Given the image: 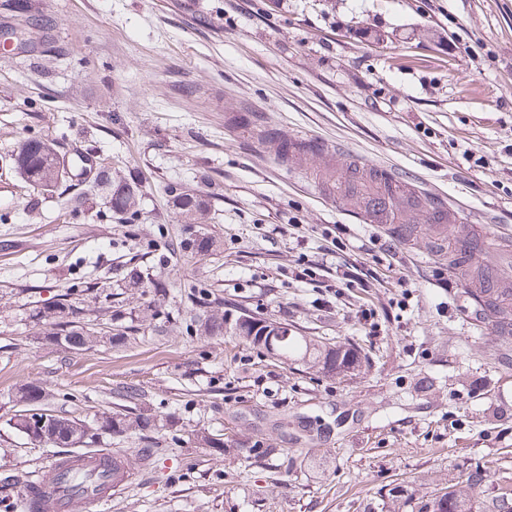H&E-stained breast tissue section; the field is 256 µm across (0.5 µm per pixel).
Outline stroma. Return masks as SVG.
Returning <instances> with one entry per match:
<instances>
[{"mask_svg": "<svg viewBox=\"0 0 512 512\" xmlns=\"http://www.w3.org/2000/svg\"><path fill=\"white\" fill-rule=\"evenodd\" d=\"M10 30L0 478L53 475L56 448L12 423L34 382L44 410L88 422L140 390L156 462L108 512H365L385 486L428 496L477 467L482 504L512 494V343L461 306L456 228L428 219L450 200L473 233L512 231V0H0ZM32 137L69 166L52 190L14 168ZM313 140L395 173V231L358 219L370 169ZM125 184L129 218L110 206ZM184 191L207 255L183 247ZM62 300L99 330L91 349L48 340L36 314ZM229 302L371 361L328 378L198 335Z\"/></svg>", "mask_w": 512, "mask_h": 512, "instance_id": "obj_1", "label": "stroma"}]
</instances>
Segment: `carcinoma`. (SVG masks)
<instances>
[{
    "label": "carcinoma",
    "instance_id": "cac0c4a2",
    "mask_svg": "<svg viewBox=\"0 0 512 512\" xmlns=\"http://www.w3.org/2000/svg\"><path fill=\"white\" fill-rule=\"evenodd\" d=\"M19 175L31 185L43 189L54 188L66 173L65 164L57 155L54 146L48 141L31 138L24 140L14 158ZM118 205L113 212L122 215L135 213V191L123 187L116 190ZM179 209L186 215H204V204L189 193L177 195ZM479 297L486 310L496 315L501 328L512 326V309L508 307L507 295L500 288H479ZM41 318L53 327L50 339L69 350L83 351L96 342V335L88 328L76 324L77 310L59 303L38 312ZM199 327L207 335H213L227 326L240 340L258 350H267L266 341L255 332L256 324L268 320L247 309L220 317L205 315L198 317ZM280 359L294 362H311L320 367L329 377L353 376L360 371L368 357L352 343H322L293 331L288 339L278 344ZM43 393V387L26 382L17 390L19 401L31 404L35 396ZM155 427L154 419L136 407L122 406L121 409L104 413L95 422L93 430L113 436H121L129 431H137L142 439H149L148 432ZM45 439L57 448H69L75 444L74 431L66 424L56 425L53 432L45 434ZM486 474L474 469L462 484L449 486L448 503L443 496L434 493L427 498H414V492L405 486L395 485L380 498V512H477L478 489L485 481Z\"/></svg>",
    "mask_w": 512,
    "mask_h": 512
}]
</instances>
